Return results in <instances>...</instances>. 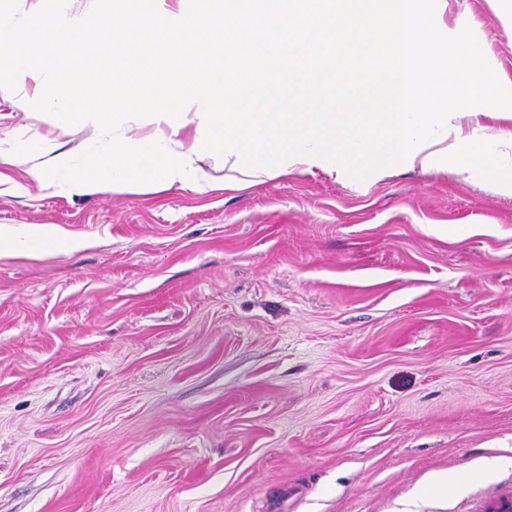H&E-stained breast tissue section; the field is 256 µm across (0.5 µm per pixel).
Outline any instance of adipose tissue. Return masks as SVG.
Segmentation results:
<instances>
[{
    "label": "adipose tissue",
    "instance_id": "1",
    "mask_svg": "<svg viewBox=\"0 0 512 512\" xmlns=\"http://www.w3.org/2000/svg\"><path fill=\"white\" fill-rule=\"evenodd\" d=\"M188 118V124L176 130L160 123L153 137H113L105 150L89 154L79 167L55 140L34 136L31 149L47 156L49 162L30 167L27 174L39 189H52L62 180L77 195L120 193L145 186L165 190L190 184L205 189V174L192 172L195 156L191 147L199 120L193 112Z\"/></svg>",
    "mask_w": 512,
    "mask_h": 512
}]
</instances>
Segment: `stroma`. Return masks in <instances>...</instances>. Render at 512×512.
<instances>
[{
    "mask_svg": "<svg viewBox=\"0 0 512 512\" xmlns=\"http://www.w3.org/2000/svg\"><path fill=\"white\" fill-rule=\"evenodd\" d=\"M512 77L494 0H447ZM0 90V512H499L512 504V196L447 167L76 196ZM500 458L490 480L479 467ZM457 488L438 490L437 473Z\"/></svg>",
    "mask_w": 512,
    "mask_h": 512,
    "instance_id": "35a3bbf8",
    "label": "stroma"
}]
</instances>
